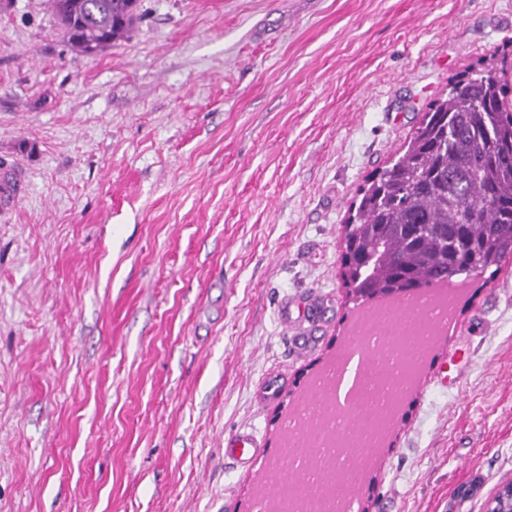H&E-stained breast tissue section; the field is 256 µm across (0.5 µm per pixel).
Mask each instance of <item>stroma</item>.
<instances>
[{
  "mask_svg": "<svg viewBox=\"0 0 512 512\" xmlns=\"http://www.w3.org/2000/svg\"><path fill=\"white\" fill-rule=\"evenodd\" d=\"M139 13L80 55L48 0H0V162L29 182L0 216V512H254L267 460L224 436L279 447L338 352L366 177L448 83L494 56L512 84V0ZM468 288L358 512H484L512 480V258ZM265 452L262 441L251 431H236L224 436V461L246 467L251 460Z\"/></svg>",
  "mask_w": 512,
  "mask_h": 512,
  "instance_id": "35a3bbf8",
  "label": "stroma"
}]
</instances>
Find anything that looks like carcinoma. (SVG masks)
Here are the masks:
<instances>
[{
  "instance_id": "carcinoma-1",
  "label": "carcinoma",
  "mask_w": 512,
  "mask_h": 512,
  "mask_svg": "<svg viewBox=\"0 0 512 512\" xmlns=\"http://www.w3.org/2000/svg\"><path fill=\"white\" fill-rule=\"evenodd\" d=\"M138 0H50L65 43L83 55L123 39ZM498 64L443 90L398 157L365 180L345 235V287L406 294L512 257V111ZM490 512H512L500 492Z\"/></svg>"
}]
</instances>
